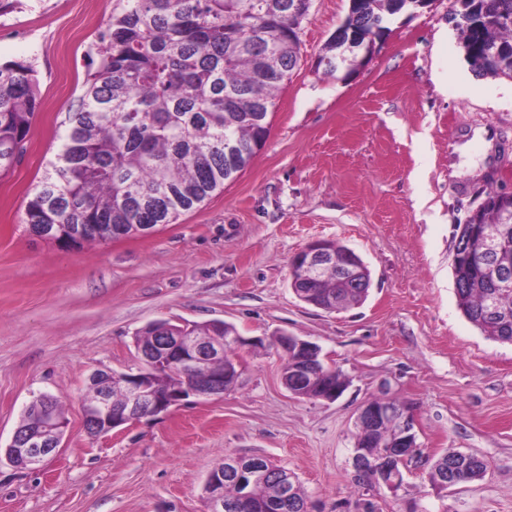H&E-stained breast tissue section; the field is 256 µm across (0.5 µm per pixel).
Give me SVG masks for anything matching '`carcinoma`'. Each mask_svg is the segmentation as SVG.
Listing matches in <instances>:
<instances>
[{"label": "carcinoma", "mask_w": 512, "mask_h": 512, "mask_svg": "<svg viewBox=\"0 0 512 512\" xmlns=\"http://www.w3.org/2000/svg\"><path fill=\"white\" fill-rule=\"evenodd\" d=\"M120 11L100 32L88 55L84 93L60 152L27 201L22 223L35 232L51 224H172L197 208L242 171L270 132L269 116L285 79L299 60V27L310 0H118ZM456 24L471 72L512 79V0H453ZM415 9L411 0H352L345 23L370 44L395 15ZM41 105L34 68L0 63V171L24 152L32 119ZM239 146L232 159L224 142ZM480 215L485 224L506 217L494 207L497 192ZM296 289L305 301L338 311L364 301L330 273ZM465 317L483 333L512 343V288L496 298L497 318L484 316L488 297L455 280ZM200 336H224L222 322L194 323ZM457 462V483L483 477L484 460L446 452L427 460L430 480Z\"/></svg>", "instance_id": "obj_1"}]
</instances>
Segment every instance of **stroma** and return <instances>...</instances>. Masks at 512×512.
<instances>
[{
  "mask_svg": "<svg viewBox=\"0 0 512 512\" xmlns=\"http://www.w3.org/2000/svg\"><path fill=\"white\" fill-rule=\"evenodd\" d=\"M116 0H11L0 63L33 66L42 108L24 154L0 174V512H207L203 485L225 456L260 455L294 474L310 512H360L351 456L360 406H412L425 456H482V480L436 491L409 464L379 512H512V344L458 307L457 226L491 188L512 191V79L478 77L448 0L397 15L351 75L317 67L350 0H311L299 64L277 95L250 165L200 207L147 236L65 247L29 234L27 196L54 160L84 92L86 54ZM489 158L460 155L475 128ZM367 264L357 307L327 312L289 285L311 240ZM223 321L265 338L242 350L237 386L93 437L83 424L97 369L137 370L148 323ZM316 343L349 381L334 401L293 396L276 336ZM57 396L68 428L39 471L3 453L26 405Z\"/></svg>",
  "mask_w": 512,
  "mask_h": 512,
  "instance_id": "obj_1",
  "label": "stroma"
}]
</instances>
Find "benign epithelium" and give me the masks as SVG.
Returning <instances> with one entry per match:
<instances>
[{"label": "benign epithelium", "instance_id": "benign-epithelium-1", "mask_svg": "<svg viewBox=\"0 0 512 512\" xmlns=\"http://www.w3.org/2000/svg\"><path fill=\"white\" fill-rule=\"evenodd\" d=\"M512 226L500 224L497 229L481 235L480 243L474 254V263L493 274V286L508 288L512 286V244L507 233ZM309 268L321 275L327 270H336V275L353 288H368L370 282L362 278L367 266L354 251L342 246L331 247V241L315 239L294 257L290 270V287L295 289L301 284L298 278L300 268ZM235 342L238 349L257 348L264 339L244 337L231 333L223 338L215 336L203 339L192 332L188 324H170L167 335L160 342L136 345L139 367L135 372H114L98 369L90 377V383L106 378L109 384L121 389L126 396V406L115 408L109 391L105 390L98 398L82 406L83 422L86 431L92 436L110 433L113 429L133 423L145 415L164 414L171 407L190 399H205L224 393V388H233L238 381L239 372L230 368L220 369L215 363L224 360V339ZM281 346L296 354V376L303 384L314 383L313 370L320 360L318 347L297 336H281ZM181 370H202L204 374L182 387L161 394L157 391L155 380L165 374ZM41 422L37 430L24 435L14 432L5 452L9 460L24 469H39L50 456L59 452L67 428V420L58 419L56 413L45 406L41 411ZM396 422L397 437L383 454L377 465V481L374 489H386L392 494L402 488L403 468L411 459L421 455L415 433V419L412 412L397 407L392 399L376 396L368 399L358 410L355 427H380ZM374 464V458L364 448H356L352 455L354 473H359ZM235 477L240 494L238 500L230 506L234 512H240L249 503L254 494L263 486L268 474L263 460L259 457L242 458L229 456L215 466L208 474L204 492L208 512H224V475ZM294 506L293 490L290 481L281 478L277 493L270 502L276 512Z\"/></svg>", "mask_w": 512, "mask_h": 512}]
</instances>
